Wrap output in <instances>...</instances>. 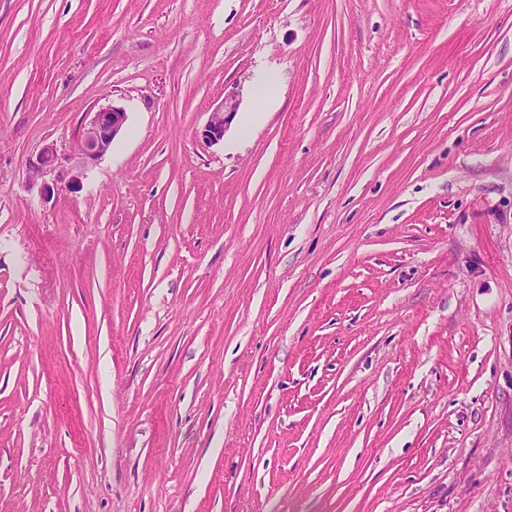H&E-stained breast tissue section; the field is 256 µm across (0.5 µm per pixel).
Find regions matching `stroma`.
<instances>
[{
	"instance_id": "stroma-1",
	"label": "stroma",
	"mask_w": 512,
	"mask_h": 512,
	"mask_svg": "<svg viewBox=\"0 0 512 512\" xmlns=\"http://www.w3.org/2000/svg\"><path fill=\"white\" fill-rule=\"evenodd\" d=\"M0 512H512V0H0ZM235 106H227L226 102L211 113V117L202 132L203 138L210 144H217L224 140V133L229 124L231 113ZM92 113L77 137L78 154L85 166L97 161L109 150L127 121L126 112L113 105Z\"/></svg>"
}]
</instances>
